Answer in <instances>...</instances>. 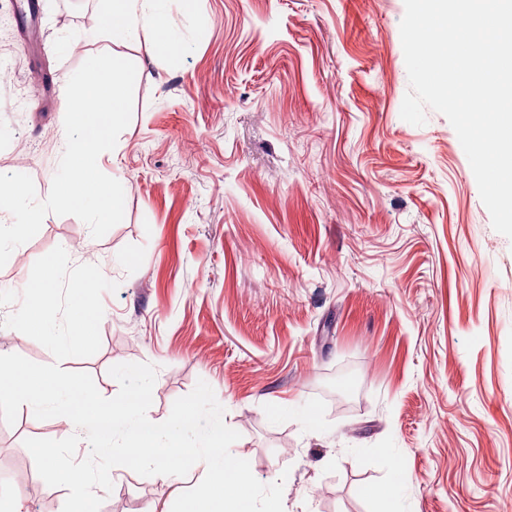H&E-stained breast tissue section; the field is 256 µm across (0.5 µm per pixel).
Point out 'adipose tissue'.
Segmentation results:
<instances>
[{"mask_svg": "<svg viewBox=\"0 0 512 512\" xmlns=\"http://www.w3.org/2000/svg\"><path fill=\"white\" fill-rule=\"evenodd\" d=\"M166 0H109L102 16V30L110 42L125 45L149 34L156 44L172 52L177 43L168 27Z\"/></svg>", "mask_w": 512, "mask_h": 512, "instance_id": "ef3b65f1", "label": "adipose tissue"}]
</instances>
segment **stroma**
<instances>
[{
  "label": "stroma",
  "mask_w": 512,
  "mask_h": 512,
  "mask_svg": "<svg viewBox=\"0 0 512 512\" xmlns=\"http://www.w3.org/2000/svg\"><path fill=\"white\" fill-rule=\"evenodd\" d=\"M39 3L25 47L0 0V174L50 192L66 99L37 95L43 78L101 53L137 70L103 167L128 179L123 220L96 239L49 215L0 268L22 292L70 241L71 265L117 283L99 351L62 369L111 398V366H155L158 423L205 381L255 478L289 470V512H378L363 489L390 476L382 448L402 512L512 506V240L447 118L400 116L404 0H197L190 14L169 0L166 55L145 36L99 39L105 0ZM68 435L24 409L0 420V499L31 505L24 439ZM201 475L112 473L100 512H170Z\"/></svg>",
  "instance_id": "stroma-1"
}]
</instances>
